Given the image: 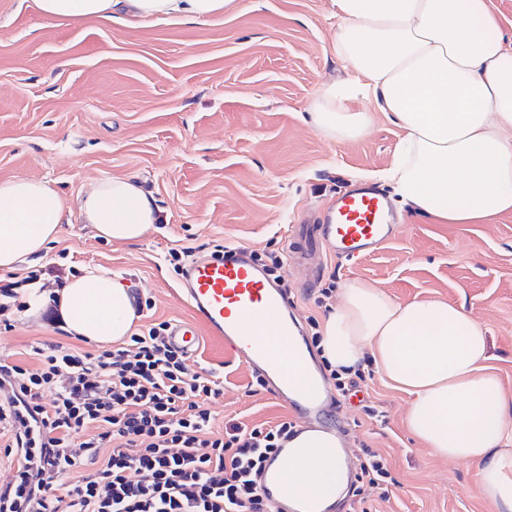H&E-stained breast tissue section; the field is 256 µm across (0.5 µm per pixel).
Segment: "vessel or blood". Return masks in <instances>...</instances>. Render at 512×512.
Masks as SVG:
<instances>
[{
    "label": "vessel or blood",
    "mask_w": 512,
    "mask_h": 512,
    "mask_svg": "<svg viewBox=\"0 0 512 512\" xmlns=\"http://www.w3.org/2000/svg\"><path fill=\"white\" fill-rule=\"evenodd\" d=\"M396 224L387 196L375 187L359 186L337 195L325 223L300 225L295 249L304 259L323 244L336 257L353 261L391 239ZM184 286L195 319L170 324L174 348L195 354L200 344L197 328L205 326L286 404L299 432L315 438L335 434L337 398L293 330L287 295L252 262L248 250L230 244L222 257L193 259ZM288 453V448H280L277 461L267 462L259 478L263 496L274 512H321L313 498L289 492L277 465Z\"/></svg>",
    "instance_id": "obj_1"
}]
</instances>
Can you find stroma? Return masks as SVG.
Returning a JSON list of instances; mask_svg holds the SVG:
<instances>
[{
	"label": "stroma",
	"instance_id": "obj_1",
	"mask_svg": "<svg viewBox=\"0 0 512 512\" xmlns=\"http://www.w3.org/2000/svg\"><path fill=\"white\" fill-rule=\"evenodd\" d=\"M245 2L196 23H129L48 20L35 0H0V181H47L66 215L46 253L21 271L57 261L78 272L101 268L151 301L139 328L189 322L182 278L165 260L170 249L284 250L293 225L322 215L339 192L378 183L401 136L388 115L357 102L370 112V128L340 142L304 121L317 87L347 78L331 46L332 0ZM123 176L135 177L165 217L134 244L97 237L79 211L92 183ZM398 212L399 234L375 253L350 262L321 252L314 284H300L299 265L286 267L294 320L304 329L324 320L353 280L402 303L464 307L486 331L489 371L512 396V211L481 224H443L405 206ZM46 343L77 340L44 315L0 323V359ZM186 365L223 376L222 395L208 403L216 430L290 419L209 333ZM409 401L377 374L342 406L351 448L379 454L393 480L388 499L364 490L358 512H493L476 464L435 456L408 433ZM367 402L386 411V424L366 415Z\"/></svg>",
	"mask_w": 512,
	"mask_h": 512
}]
</instances>
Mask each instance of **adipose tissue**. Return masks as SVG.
<instances>
[{
    "label": "adipose tissue",
    "instance_id": "1",
    "mask_svg": "<svg viewBox=\"0 0 512 512\" xmlns=\"http://www.w3.org/2000/svg\"><path fill=\"white\" fill-rule=\"evenodd\" d=\"M338 24L332 49L344 82L322 83L306 122L322 137H362L367 99L402 131L384 172L401 202L448 224H479L512 211V41L488 0H332ZM49 19L106 17L199 22L241 0H36ZM84 223L105 240L140 241L162 218L131 178L96 181L81 206ZM60 192L35 179L0 181V269L10 271L54 241L64 221ZM29 314L53 306L70 335L109 346L140 318L135 292L118 276L91 271L55 294L30 285ZM323 356L340 371L372 361L410 397L409 432L438 457L476 463L480 494L494 512H512V451L505 431L512 399L485 367L483 327L463 308L399 303L354 280L322 326ZM284 465L288 485L338 501L346 485L343 453L328 440L301 441Z\"/></svg>",
    "mask_w": 512,
    "mask_h": 512
}]
</instances>
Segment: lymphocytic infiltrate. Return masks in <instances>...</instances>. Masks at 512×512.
<instances>
[{
	"instance_id": "lymphocytic-infiltrate-1",
	"label": "lymphocytic infiltrate",
	"mask_w": 512,
	"mask_h": 512,
	"mask_svg": "<svg viewBox=\"0 0 512 512\" xmlns=\"http://www.w3.org/2000/svg\"><path fill=\"white\" fill-rule=\"evenodd\" d=\"M54 272L1 282L0 318L24 312L23 287ZM167 330L155 323L95 352L52 344L33 364L0 359L11 388L0 402V451L16 461L0 512H272L257 476L292 422L213 431L204 402L220 396L219 377L188 373ZM75 440L78 459L68 452Z\"/></svg>"
}]
</instances>
